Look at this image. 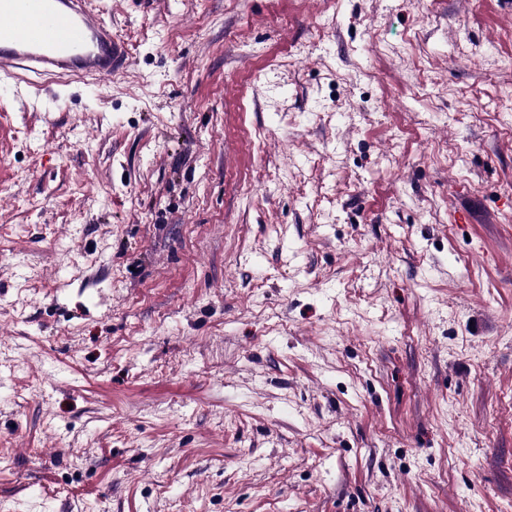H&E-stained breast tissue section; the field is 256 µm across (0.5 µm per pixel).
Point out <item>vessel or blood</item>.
I'll list each match as a JSON object with an SVG mask.
<instances>
[{"instance_id": "obj_1", "label": "vessel or blood", "mask_w": 512, "mask_h": 512, "mask_svg": "<svg viewBox=\"0 0 512 512\" xmlns=\"http://www.w3.org/2000/svg\"><path fill=\"white\" fill-rule=\"evenodd\" d=\"M126 58L92 0H0V86L9 95L27 75L101 79Z\"/></svg>"}]
</instances>
